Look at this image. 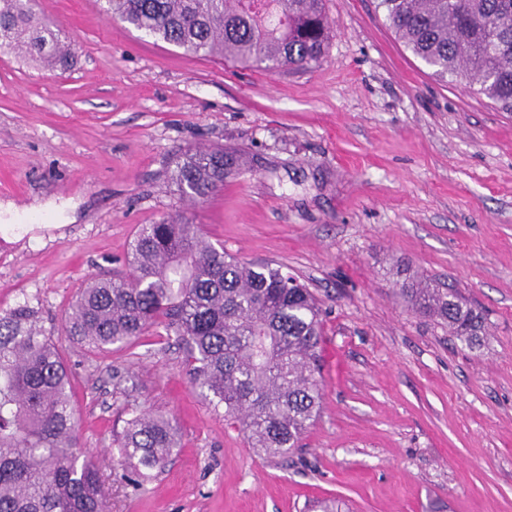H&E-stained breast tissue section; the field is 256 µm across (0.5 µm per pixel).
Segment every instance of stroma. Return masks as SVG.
Returning a JSON list of instances; mask_svg holds the SVG:
<instances>
[{
    "label": "stroma",
    "instance_id": "1",
    "mask_svg": "<svg viewBox=\"0 0 512 512\" xmlns=\"http://www.w3.org/2000/svg\"><path fill=\"white\" fill-rule=\"evenodd\" d=\"M99 0H36L75 52L50 71L0 48V313L38 307L72 377L84 450L111 512H512V112L446 83L375 0H324L323 62L275 73L195 56L106 19ZM247 161L197 206L170 180L188 149ZM199 224L288 267L323 301L319 418L288 459L259 456L150 329L89 353L63 317L122 270L139 225ZM453 284L487 333L468 349L413 312L390 268ZM176 419L181 448L143 489L113 439L132 410Z\"/></svg>",
    "mask_w": 512,
    "mask_h": 512
}]
</instances>
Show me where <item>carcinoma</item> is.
<instances>
[{
    "label": "carcinoma",
    "instance_id": "cac0c4a2",
    "mask_svg": "<svg viewBox=\"0 0 512 512\" xmlns=\"http://www.w3.org/2000/svg\"><path fill=\"white\" fill-rule=\"evenodd\" d=\"M406 50L439 80L466 79L512 112V0H377ZM109 19L188 53L262 68L319 65L333 30L323 0H104ZM23 46L51 69L72 63V48L31 0H0V47ZM224 148L187 150L172 181L205 203L239 173ZM127 276L94 278L65 318V335L93 354L131 346L161 327L183 350L186 375L224 420L264 456L285 458L322 408V305L297 277L269 262L243 261L215 246L199 225L164 218L139 226ZM396 286L411 308L448 326L473 348L484 319L455 289L404 268ZM57 342L37 310L0 315V512H110L94 463L81 452ZM134 465L130 483L156 477L179 448L169 417L132 412L116 439Z\"/></svg>",
    "mask_w": 512,
    "mask_h": 512
}]
</instances>
